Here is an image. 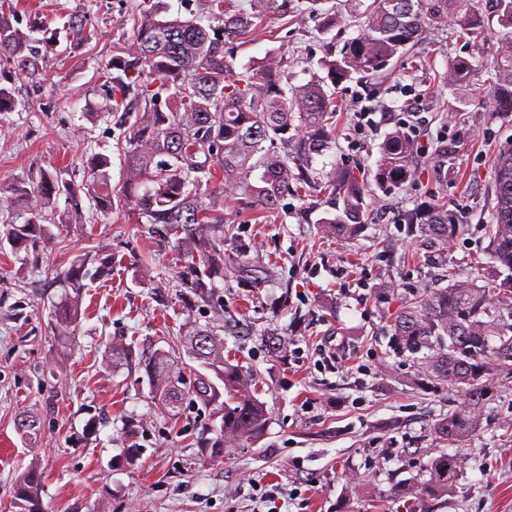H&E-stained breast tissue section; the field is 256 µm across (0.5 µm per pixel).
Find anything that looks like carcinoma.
Instances as JSON below:
<instances>
[{"label": "carcinoma", "instance_id": "cac0c4a2", "mask_svg": "<svg viewBox=\"0 0 512 512\" xmlns=\"http://www.w3.org/2000/svg\"><path fill=\"white\" fill-rule=\"evenodd\" d=\"M10 0H0V112L18 107L14 83L40 85L43 66L56 51V33L43 29L32 38L14 27ZM250 8L233 0H200L192 18L162 16V0H142L134 12L136 33L116 47L99 74V88L118 112L129 97L141 104L133 122L117 143L125 181L120 194L111 184L112 157L96 153L87 162L82 182L75 183L68 168L39 167L12 186L25 204L22 222L4 225L0 237L22 264H37L48 244L57 243L55 229L80 223L81 196L95 210L109 214L123 203L135 223L159 224L175 239L179 253V287L207 302L217 282L224 280V243L236 244L232 271L249 288L271 281L277 266L248 245L238 242L237 227L224 219V207L243 193L250 198L255 218L277 210L302 191L330 203L331 217L319 220L322 230L341 241L355 238L367 221L368 189L361 170L341 164L318 171L317 157L336 145V88L356 79H381L385 68L401 60L427 29L451 20L470 47L483 51L490 18L473 0H372L362 13L359 34L339 56L329 55L310 71L308 82L290 83L288 61L273 50L238 72L227 60L228 46L246 38L258 17L288 0H249ZM295 16L310 14L325 33L341 15V0H305ZM496 23L503 30L494 53V81L489 91L497 112H512V0H495ZM208 24H202V20ZM63 55L86 45L83 17L67 22ZM472 64L457 59L436 73L440 85L455 89L469 81ZM417 143L401 128L389 132L380 148L375 182L383 192L400 187L415 171ZM66 209L59 222L47 212L59 199ZM496 205L489 229L491 273L461 278L448 270V286L410 301L393 319L397 349L417 356L423 379L448 383L463 397L460 406L439 419L433 428L443 443L458 445L483 428L487 405L496 389L494 375L512 369V307L494 309L493 298L512 294V151L495 163ZM417 231L445 246L462 233L452 213L436 212L417 224ZM114 255L104 248L76 254L58 272L61 289L51 304L50 328L58 342L70 346L82 316L85 281L112 272ZM485 284H478V280ZM112 366L133 362L132 347L109 342ZM198 363L192 394L205 406H217L220 425L212 429L207 447L214 455L244 441H258L265 433L268 413L252 380L224 358V339L214 328L186 325L178 342L155 349L138 360L150 386L155 407L164 415H178L184 390L186 361ZM23 437L38 433L35 416L20 413L14 421ZM460 461L445 452L429 459L426 478L394 488V496L408 501L409 512H421L429 501L448 491L458 478ZM40 474L31 469L15 484L19 512H38Z\"/></svg>", "mask_w": 512, "mask_h": 512}]
</instances>
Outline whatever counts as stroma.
I'll return each mask as SVG.
<instances>
[{
    "label": "stroma",
    "mask_w": 512,
    "mask_h": 512,
    "mask_svg": "<svg viewBox=\"0 0 512 512\" xmlns=\"http://www.w3.org/2000/svg\"><path fill=\"white\" fill-rule=\"evenodd\" d=\"M138 0H19L18 28L30 18L49 28L67 13L85 15L90 41L69 58L50 57L40 89L19 87L24 104L0 113V195L35 167H68L82 177L92 153L112 155V183L121 185L120 130L97 88V72L113 46L131 40ZM360 21L344 14L327 34L316 23L266 13L233 45L242 68L276 50L290 63L293 84L306 83L329 46L343 48ZM472 56L452 23L431 29L422 46L380 83L351 81L336 90V146L323 163L340 162L374 175L390 127L405 123L422 149L414 175L377 198L364 231L342 243L321 237L324 214L314 197L288 198L255 223L246 202L225 210L243 240L277 261V277L256 292L225 277L208 304H185L172 244L148 225L130 223L124 208L102 215L84 207L83 221L61 227L38 267L0 248V512H17L13 485L29 468L42 474L43 512H336L346 475H366L348 512H399L397 482L423 475L442 451L434 423L461 402L445 384L422 386L417 364L391 348L395 314L415 296L444 285L449 266L470 274L487 260L486 226L495 206L494 164L512 150V113L492 111V52L474 58L478 95L433 86L435 71ZM461 119L449 121L452 111ZM447 144L450 159L437 162ZM452 211L463 233L448 249L411 231L416 208ZM116 252L109 279L84 290V315L72 348L57 344L48 307L52 282L70 256L95 247ZM223 307L224 352L251 373L267 405L264 437L211 456L200 438L219 424L214 408L186 396L178 420L155 408L137 368L112 367L108 339L131 342L136 355L162 347L183 324L209 326ZM285 344L269 353L265 340ZM498 391L481 432L452 451L461 471L433 512H512V374ZM21 412L36 416V439L14 428ZM143 448L125 459L127 434Z\"/></svg>",
    "instance_id": "1"
}]
</instances>
